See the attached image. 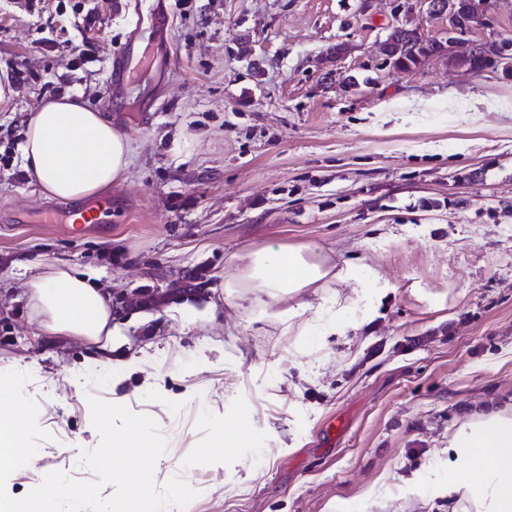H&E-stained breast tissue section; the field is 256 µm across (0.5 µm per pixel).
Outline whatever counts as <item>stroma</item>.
Listing matches in <instances>:
<instances>
[{
    "label": "stroma",
    "mask_w": 512,
    "mask_h": 512,
    "mask_svg": "<svg viewBox=\"0 0 512 512\" xmlns=\"http://www.w3.org/2000/svg\"><path fill=\"white\" fill-rule=\"evenodd\" d=\"M189 2L171 12L168 76L124 98L133 152L109 190L111 235L69 237L40 221L27 124L65 95L103 110L111 56L147 5L0 0V73L19 69L0 103V213L25 216L0 220V372L31 374L51 435L8 494L52 471L93 479L94 394L157 422L154 481L194 488L186 512H448L420 487L449 435L512 406V71L386 63L392 26L446 37L420 0ZM492 42L512 45V0H481L453 51ZM298 244L375 272L373 311L342 281L302 295L291 325L226 300L238 254ZM36 258L102 271L122 331L109 379L94 382L78 340L42 336L21 288ZM143 288L158 304L135 302ZM323 306L348 327L317 344ZM334 418L346 429L329 444ZM242 424L248 441L209 454L216 427Z\"/></svg>",
    "instance_id": "35a3bbf8"
}]
</instances>
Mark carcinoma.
I'll use <instances>...</instances> for the list:
<instances>
[{
	"mask_svg": "<svg viewBox=\"0 0 512 512\" xmlns=\"http://www.w3.org/2000/svg\"><path fill=\"white\" fill-rule=\"evenodd\" d=\"M408 37L409 29L405 27H395L386 36L387 47L396 53L393 67L400 71H409L421 64L429 56L440 51L448 55V59L455 65L471 73L480 72L491 63V60L487 57L489 53L496 56L499 60L507 58L512 61V55L504 53L505 47L503 46L496 48L491 44L485 43L476 46L466 56H456L451 52L453 41L451 37L444 42L416 41L410 47L407 46Z\"/></svg>",
	"mask_w": 512,
	"mask_h": 512,
	"instance_id": "carcinoma-1",
	"label": "carcinoma"
}]
</instances>
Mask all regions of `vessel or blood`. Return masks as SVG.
<instances>
[{"mask_svg": "<svg viewBox=\"0 0 512 512\" xmlns=\"http://www.w3.org/2000/svg\"><path fill=\"white\" fill-rule=\"evenodd\" d=\"M170 0H150L147 13L137 31L131 36L126 49L114 56L110 71L112 88L127 87L132 69H140L149 80H156L168 60L171 30ZM112 212L111 198L96 200L83 209L73 233L105 228L106 217Z\"/></svg>", "mask_w": 512, "mask_h": 512, "instance_id": "vessel-or-blood-1", "label": "vessel or blood"}]
</instances>
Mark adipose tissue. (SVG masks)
I'll return each instance as SVG.
<instances>
[{"label":"adipose tissue","instance_id":"ef3b65f1","mask_svg":"<svg viewBox=\"0 0 512 512\" xmlns=\"http://www.w3.org/2000/svg\"><path fill=\"white\" fill-rule=\"evenodd\" d=\"M132 144L100 112L71 97L43 103L31 117L23 145L26 170L50 198H96L129 176ZM237 287L252 289L254 303L273 307L280 296H297L331 280L353 282L366 299L377 277L364 266L336 269L311 244L263 247L243 254ZM98 275L46 260L23 283L44 335L66 336L93 346L98 363H112V307ZM446 490L452 512H512V409L467 418L448 439V468L428 492Z\"/></svg>","mask_w":512,"mask_h":512}]
</instances>
